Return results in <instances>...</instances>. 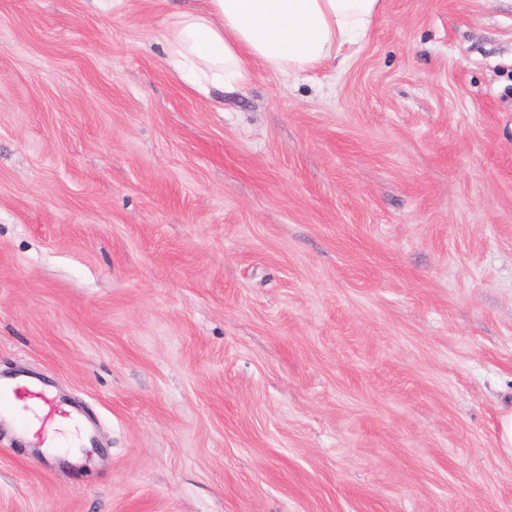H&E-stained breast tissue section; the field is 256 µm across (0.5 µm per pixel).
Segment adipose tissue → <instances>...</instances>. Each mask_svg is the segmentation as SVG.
<instances>
[{
	"instance_id": "obj_1",
	"label": "adipose tissue",
	"mask_w": 512,
	"mask_h": 512,
	"mask_svg": "<svg viewBox=\"0 0 512 512\" xmlns=\"http://www.w3.org/2000/svg\"><path fill=\"white\" fill-rule=\"evenodd\" d=\"M380 8L381 0H201L167 27V62L207 96L240 91L255 62L296 79L359 45Z\"/></svg>"
}]
</instances>
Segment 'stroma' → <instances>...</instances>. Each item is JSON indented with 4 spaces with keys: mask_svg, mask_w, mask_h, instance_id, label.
<instances>
[{
    "mask_svg": "<svg viewBox=\"0 0 512 512\" xmlns=\"http://www.w3.org/2000/svg\"><path fill=\"white\" fill-rule=\"evenodd\" d=\"M198 0H0V512H512V0H382L347 65L168 66ZM33 400L41 401L47 407V412L41 421L40 434H44L48 423L54 421L57 417L63 419L70 417L67 411L58 408L43 391L20 383L0 385V412L3 409H11L16 415L25 420L26 413H32L33 411L30 405ZM496 442L500 452L512 458V406L502 407L498 417Z\"/></svg>",
    "mask_w": 512,
    "mask_h": 512,
    "instance_id": "35a3bbf8",
    "label": "stroma"
}]
</instances>
